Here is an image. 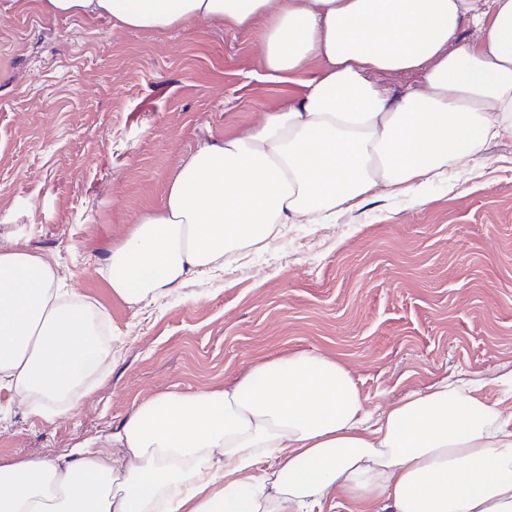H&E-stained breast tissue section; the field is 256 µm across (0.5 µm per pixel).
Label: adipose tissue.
Returning a JSON list of instances; mask_svg holds the SVG:
<instances>
[{
	"instance_id": "ef3b65f1",
	"label": "adipose tissue",
	"mask_w": 512,
	"mask_h": 512,
	"mask_svg": "<svg viewBox=\"0 0 512 512\" xmlns=\"http://www.w3.org/2000/svg\"><path fill=\"white\" fill-rule=\"evenodd\" d=\"M165 32L195 21L266 28L268 80L302 90L258 127L200 146L159 210L100 273L139 303L282 225L374 191L440 178L512 139V0H44ZM468 38H461V28ZM381 74L413 75L399 95ZM59 275L0 247V390L66 413L106 375L99 313ZM0 512H512V417L440 383L369 414L340 361L298 352L223 390L170 391L105 439L53 459L0 458Z\"/></svg>"
}]
</instances>
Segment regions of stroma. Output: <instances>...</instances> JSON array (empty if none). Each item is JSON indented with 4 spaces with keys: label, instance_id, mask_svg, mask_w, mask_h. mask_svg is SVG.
<instances>
[{
    "label": "stroma",
    "instance_id": "1",
    "mask_svg": "<svg viewBox=\"0 0 512 512\" xmlns=\"http://www.w3.org/2000/svg\"><path fill=\"white\" fill-rule=\"evenodd\" d=\"M262 34H158L0 0V245L50 262L112 341L110 372L69 414L0 390L1 458L70 453L159 394L221 390L297 352L343 362L374 414L445 380L512 413V139L326 228L284 225L247 263L146 307L100 275L183 159L296 100L261 80Z\"/></svg>",
    "mask_w": 512,
    "mask_h": 512
}]
</instances>
